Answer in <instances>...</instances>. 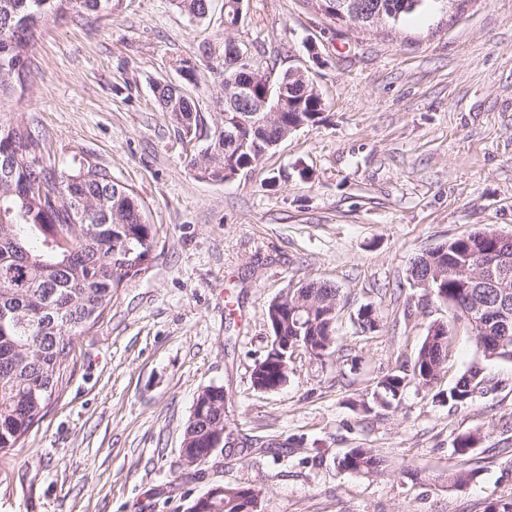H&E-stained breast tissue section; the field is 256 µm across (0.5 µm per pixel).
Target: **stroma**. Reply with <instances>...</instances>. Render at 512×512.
<instances>
[{"mask_svg": "<svg viewBox=\"0 0 512 512\" xmlns=\"http://www.w3.org/2000/svg\"><path fill=\"white\" fill-rule=\"evenodd\" d=\"M224 0L189 20L174 0L47 22L8 111L34 120L58 166L89 156L143 200L155 257L105 318L76 337L63 385L19 448L0 452V512H186L218 485L264 493L263 512H485L512 497V362L482 361L457 335L433 391L409 385L364 412L378 381L413 361L430 304L409 321L407 270L418 254L478 228L512 234V0H429L398 26L362 29L311 0ZM234 40L274 74L305 68L324 120L221 185L198 179L153 93L183 87L212 120ZM197 64L193 79L173 59ZM340 294L345 356L295 358L286 387L257 391L271 345L269 303L306 281ZM382 321L359 329L364 307ZM482 363L497 391L453 406L435 394ZM226 393L232 443L176 482L198 392ZM479 432L466 457L457 437ZM264 444L241 455L243 445ZM371 448L381 475L340 471ZM476 476L463 490L449 473Z\"/></svg>", "mask_w": 512, "mask_h": 512, "instance_id": "stroma-1", "label": "stroma"}]
</instances>
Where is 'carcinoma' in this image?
Returning a JSON list of instances; mask_svg holds the SVG:
<instances>
[{
  "label": "carcinoma",
  "mask_w": 512,
  "mask_h": 512,
  "mask_svg": "<svg viewBox=\"0 0 512 512\" xmlns=\"http://www.w3.org/2000/svg\"><path fill=\"white\" fill-rule=\"evenodd\" d=\"M188 18L202 20L209 0H174ZM327 17L360 28L397 25L420 11L427 0H312ZM123 0H0V101L24 80L31 37L45 21L81 15H110ZM156 100L179 138L204 125L193 100L179 86L157 83ZM281 112L260 126L236 122V113H217L207 130L205 148L191 157L197 178L228 181L242 166L255 168L270 152L268 140L288 126L322 121L325 103H313L298 83L288 91ZM45 134L23 119L0 115V451L17 447L38 415L59 391L75 337L103 317L118 291L142 272L118 261L132 250L142 261L153 258L157 228L148 222L140 198L112 173L88 157L56 169L44 162ZM409 285L450 311L429 323L413 363L377 383L374 398L388 407L415 384L428 389L448 362L458 330L475 343L485 360L512 361V243L500 244L497 230L485 226L452 239L413 261ZM302 309V321L279 322L270 303L267 321L273 336L288 339V354L311 360L335 356L339 291L325 282L288 289L284 303ZM266 359L254 364V389L275 385ZM495 389L479 366L462 373L448 388L452 405L474 401ZM224 430V387L209 385L198 393L184 432L188 457H206L215 433ZM481 436L457 438L454 452L465 456ZM385 460L371 448H352L339 460L344 472L373 477ZM262 492L226 486L212 501L197 499L195 512H262Z\"/></svg>",
  "instance_id": "obj_1"
}]
</instances>
